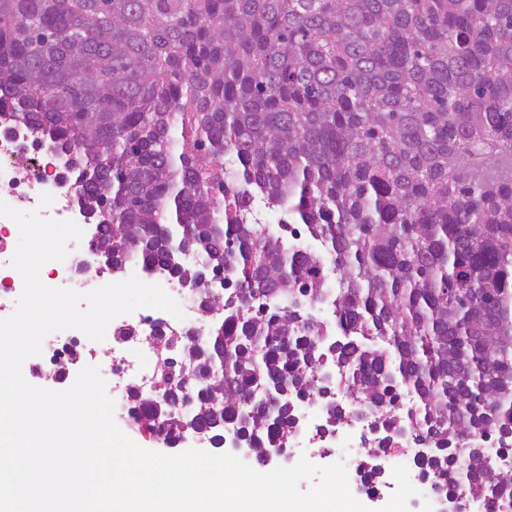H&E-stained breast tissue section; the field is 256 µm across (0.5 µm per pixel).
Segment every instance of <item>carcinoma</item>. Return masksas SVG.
I'll return each instance as SVG.
<instances>
[{
	"mask_svg": "<svg viewBox=\"0 0 512 512\" xmlns=\"http://www.w3.org/2000/svg\"><path fill=\"white\" fill-rule=\"evenodd\" d=\"M5 121L78 169L106 268L198 280L171 240L240 286L157 378H188L212 437L259 388L247 429L287 444L338 363L387 429L452 445L467 496L512 487L487 478L488 443L512 454V0H0ZM326 262L347 341L304 313Z\"/></svg>",
	"mask_w": 512,
	"mask_h": 512,
	"instance_id": "cac0c4a2",
	"label": "carcinoma"
}]
</instances>
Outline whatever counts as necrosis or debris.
<instances>
[{
  "label": "necrosis or debris",
  "instance_id": "necrosis-or-debris-1",
  "mask_svg": "<svg viewBox=\"0 0 512 512\" xmlns=\"http://www.w3.org/2000/svg\"><path fill=\"white\" fill-rule=\"evenodd\" d=\"M79 175L72 170L65 155L50 144L38 142L22 123L0 126V201L23 211L38 212L42 218L70 220L84 234L79 249L69 252L65 261L47 263L43 278L51 287H69L93 282L103 286L115 282L109 269L99 265L95 241L88 231L91 223L79 201ZM19 230L14 221L0 216V319L11 315L9 305L13 293L22 291L21 275L11 267L15 248L13 239ZM201 291L191 293L181 302V317L143 307L110 322L114 333L112 370L125 387L152 391L158 370L157 339L185 340L196 335V317L201 313ZM334 399L342 407L336 422L325 419L327 405L321 396L302 398L296 408L292 427L294 439L309 448H332L337 459L346 465H374L383 459L405 465L411 483L419 490H441L442 486L458 488L461 473L456 466L442 470L423 464L415 438L401 441L398 447L383 449L385 435L380 424L362 411L345 404L342 388H335Z\"/></svg>",
  "mask_w": 512,
  "mask_h": 512
}]
</instances>
